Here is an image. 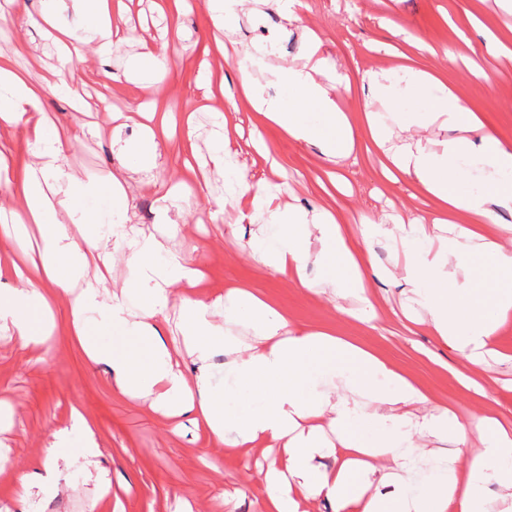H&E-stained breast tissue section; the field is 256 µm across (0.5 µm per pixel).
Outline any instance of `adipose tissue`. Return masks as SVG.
<instances>
[{"instance_id": "ef3b65f1", "label": "adipose tissue", "mask_w": 512, "mask_h": 512, "mask_svg": "<svg viewBox=\"0 0 512 512\" xmlns=\"http://www.w3.org/2000/svg\"><path fill=\"white\" fill-rule=\"evenodd\" d=\"M79 2L96 21L91 48L110 53L108 0ZM54 41L63 68L83 61L91 49L65 30ZM321 47L310 36L305 63L273 73L294 91L293 104L266 95L246 70L238 93L259 123L324 154L347 157L356 146L355 120L332 96L338 78ZM39 95L14 61L0 56V121L22 122L15 101ZM365 120L387 177H409L436 208L390 224L366 216L354 232L336 210L311 213L280 205L265 184L237 173L230 178L229 204L246 206L250 221L260 224L250 244L252 259L333 305L358 297L364 304L358 319L373 328L378 314L366 275L369 245H401L396 260L409 308L420 311L430 332L470 364L499 360L495 335L512 317V250L502 244L512 225L499 220L500 210L512 209V144L484 129L448 89L429 109L395 113L388 123L369 112ZM434 123L455 130V137L436 149L393 140L394 129ZM473 131L478 140L470 139ZM29 132L37 151L21 192L24 204L11 217L0 216V234L17 233L31 222L42 237L38 257L0 264V276L20 282L0 292V330L10 331L20 348L45 345L51 304L72 295L71 333L93 364L110 369L122 396L149 403L171 422L188 419L231 448L281 446L282 459L259 473L266 512H300L302 502L321 499L331 501L334 512H512V422L463 420L448 406L430 404L424 390L386 358L330 331L295 324L248 286L200 297L204 273L198 263L157 238L128 231L120 216L124 175L110 177L109 223L55 222L53 187L66 185L75 206L105 187L82 180L65 164L64 148L78 140V130L63 135L42 118ZM472 154L493 176L482 192L462 194L456 178L461 160ZM118 255L131 276L110 293L103 287L105 273ZM91 266L97 270L92 277ZM312 267L323 269L320 279L310 278ZM173 306L197 365L192 374L179 367L160 334L157 320ZM91 312L99 316L93 325L87 320ZM218 352L229 359L220 377L210 370ZM74 433L82 440L76 452L68 447ZM52 437L44 474L15 475L16 500H30L34 488L57 483L63 470L99 453L96 432L79 406H71L67 424ZM438 442L445 450H435ZM462 456L466 470L459 474L455 463Z\"/></svg>"}]
</instances>
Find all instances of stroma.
<instances>
[{"label":"stroma","instance_id":"stroma-1","mask_svg":"<svg viewBox=\"0 0 512 512\" xmlns=\"http://www.w3.org/2000/svg\"><path fill=\"white\" fill-rule=\"evenodd\" d=\"M127 9L113 13L118 34L135 31L141 38L175 42L159 74L154 99L168 112L170 134L158 140L152 183L142 186L136 173L137 158L128 146L141 137L138 126L115 129L112 115L130 113L143 101L133 83L127 61L138 53L137 43H120L112 54L92 56L87 62L64 69L62 86L44 88L39 100L17 102L18 111L49 115L59 131L79 123L91 128L80 143L67 148V161L82 178L97 180L109 173H125L130 187L121 210L131 231L160 235L165 225L181 231L170 248L189 254L200 263L207 281L205 293L223 294L238 283L270 297L287 310L297 324L336 327L344 338L388 358L417 381L436 404L459 416H495L512 420V320L503 326L497 342L506 360L475 367L461 359L426 327L406 331L397 319L407 295L401 275L375 279L373 304L377 329L341 315L324 297L299 288L289 280L257 266L249 255V242L257 225L236 223L225 209L227 185L211 160L216 114H223L231 130L226 171H242L270 184L287 183L279 199L304 210L337 207L349 224L363 215L405 216L434 209L430 198L415 193L409 179L392 182L380 173V159L364 146L348 157H330L313 145L285 139L275 126L262 135L275 150L280 168L270 171L251 146L255 113L241 97L227 102L237 87L239 68L251 64L266 95L288 97L287 88L269 78L273 68L301 64L308 31H315L328 57L341 74L357 75L367 69H385L396 96L367 102L360 83L338 84L333 96L338 106L356 115L371 110L381 116L430 107L439 93L432 86L417 95L401 93L405 75L399 52L422 39L435 47L425 55L424 69L440 75L463 103L483 120L486 128L512 142V58L491 51L485 38L493 33L512 41V10L502 0H303L298 24L288 25L274 0L259 5L256 13L241 15L234 31L216 26L207 0H185L178 27H171L161 0H125ZM399 28L391 30L388 19ZM458 50L460 62L449 65L440 48ZM0 54L12 57L31 83L43 85L57 60L45 28L23 26L0 31ZM9 177L23 184L36 146L23 125L0 122ZM336 172L349 183L346 192L325 195L314 178ZM207 182L208 196L190 211L165 209L164 198L175 182ZM70 300L54 305V329L47 350L21 349L14 336L0 331V457L8 469L0 473V501L7 500L10 469L42 471L43 450L53 431L66 423L71 406H81L94 423L101 449L100 467L112 479V492L125 512H175L186 501L193 512H265V492L258 465L280 459L279 448H230L211 441L191 424L172 432L169 422L147 405L120 395L106 366L90 363L82 345L70 334ZM475 379L463 387L458 373ZM236 492L223 509H216L219 491ZM93 486L80 468L66 473L57 489L37 494L25 503H12V512H90Z\"/></svg>","mask_w":512,"mask_h":512}]
</instances>
